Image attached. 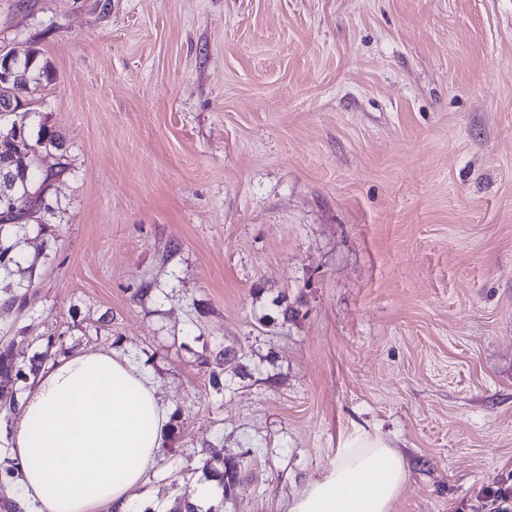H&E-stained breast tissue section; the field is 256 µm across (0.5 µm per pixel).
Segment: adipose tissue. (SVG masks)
Listing matches in <instances>:
<instances>
[{"label": "adipose tissue", "instance_id": "adipose-tissue-1", "mask_svg": "<svg viewBox=\"0 0 512 512\" xmlns=\"http://www.w3.org/2000/svg\"><path fill=\"white\" fill-rule=\"evenodd\" d=\"M170 415L131 356L98 351L42 367L10 436L19 512H129L163 453ZM406 480L386 437L357 429L290 512H393Z\"/></svg>", "mask_w": 512, "mask_h": 512}]
</instances>
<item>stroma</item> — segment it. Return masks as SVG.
<instances>
[{
    "label": "stroma",
    "mask_w": 512,
    "mask_h": 512,
    "mask_svg": "<svg viewBox=\"0 0 512 512\" xmlns=\"http://www.w3.org/2000/svg\"><path fill=\"white\" fill-rule=\"evenodd\" d=\"M1 51L49 66L15 119L70 168L10 229L41 262L0 270V338L154 376L137 502L236 459L215 512H289L357 428L394 512L512 483V0H0ZM242 474L241 461L228 459L224 462V470L214 474L213 478H218L219 485L223 489L224 496H230L240 480Z\"/></svg>",
    "instance_id": "35a3bbf8"
}]
</instances>
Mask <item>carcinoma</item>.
<instances>
[{
  "mask_svg": "<svg viewBox=\"0 0 512 512\" xmlns=\"http://www.w3.org/2000/svg\"><path fill=\"white\" fill-rule=\"evenodd\" d=\"M16 66L28 75L29 79H34L35 74L44 70L37 60V56L28 53L24 57L16 60ZM27 90V83H13L0 87V100L10 99L21 105L24 102L22 93ZM17 147L24 153L34 157L42 156V151L49 148L59 149L55 135L41 132L36 140H31L25 133V130L15 132ZM46 179L39 167H31L26 176L18 181L12 195V204L10 214L6 217L0 215V269L7 270L15 266L20 261V254L17 251V244L12 241L10 236L5 233L6 228L11 224H28L30 222L42 223V218L47 213L54 212L51 205L39 206V198L46 191ZM61 346L60 339L52 336L47 338L46 350L41 360L32 364L28 370H23L17 366L14 354V341H3L0 343V388L6 385H14L18 382L26 384L30 376L35 375L40 370L43 361L54 356L53 349ZM242 474L241 461L228 459L224 461V470L214 474L218 478L219 485L226 496L232 494L235 486L240 480Z\"/></svg>",
  "mask_w": 512,
  "mask_h": 512,
  "instance_id": "1",
  "label": "carcinoma"
}]
</instances>
